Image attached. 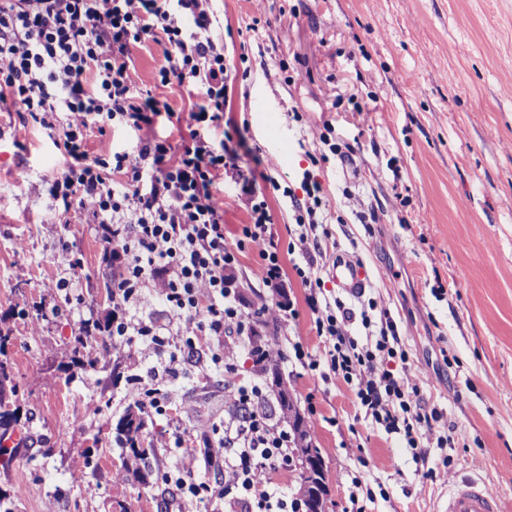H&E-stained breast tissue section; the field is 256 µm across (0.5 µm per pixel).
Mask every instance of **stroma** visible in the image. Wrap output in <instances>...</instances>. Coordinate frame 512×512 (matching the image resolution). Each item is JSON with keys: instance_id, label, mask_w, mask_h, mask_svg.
<instances>
[{"instance_id": "obj_1", "label": "stroma", "mask_w": 512, "mask_h": 512, "mask_svg": "<svg viewBox=\"0 0 512 512\" xmlns=\"http://www.w3.org/2000/svg\"><path fill=\"white\" fill-rule=\"evenodd\" d=\"M224 45L227 105L215 134L237 149L287 250L304 178L321 183L314 274L329 298L336 254L369 268L367 295L395 320L427 408L441 410L447 447L419 466L401 435L360 414L342 380L295 365L291 337L317 353L305 290L281 291L245 251L239 302H292L297 321L255 323L288 379L324 460L328 512H349L352 477L375 491L365 512H434L459 476L512 498V0H209ZM130 75L180 119L193 100L157 86L162 48L135 45ZM64 162L53 137L17 111L0 112V352L12 367L15 420L28 433L0 456V512H199L162 483L192 468L219 479L200 448L176 447L175 427L221 424L229 392L210 360L166 381L169 409L140 436L150 471L128 467L116 426L133 402L129 377L163 360L140 337H105L95 369L76 364L85 320H112V279L94 224L68 225L49 194ZM468 207H460V199ZM81 258V273L70 261ZM67 279L69 293L50 282Z\"/></svg>"}]
</instances>
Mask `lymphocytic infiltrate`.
Returning <instances> with one entry per match:
<instances>
[{
    "instance_id": "f902f5d3",
    "label": "lymphocytic infiltrate",
    "mask_w": 512,
    "mask_h": 512,
    "mask_svg": "<svg viewBox=\"0 0 512 512\" xmlns=\"http://www.w3.org/2000/svg\"><path fill=\"white\" fill-rule=\"evenodd\" d=\"M212 27L208 0H0V107L20 106L33 126L62 131L66 163L50 194L70 223L101 231L114 270L112 333L140 336L167 359L151 382L131 378L128 395L145 413H164V377L206 348L209 337L248 339L256 315L276 314L265 301L252 314L237 303L234 270L250 249L262 261L267 286L280 289L291 269L306 289L304 302L324 348L314 356L294 343L295 360L350 385L365 419L402 435L416 462L426 463V439L441 448L448 443L434 428L443 414L427 409L418 386L393 372L392 363L408 361L395 322L359 317L343 302L328 301L313 275L308 241L318 228L317 210L329 207L323 188H313L312 206L295 214L287 250L294 260L284 264L266 200L238 154L213 135L226 105L227 68ZM146 41L163 48L161 87L197 98L189 138L178 146L156 132L168 104L130 80V47ZM94 124L132 129L135 148L90 154L86 139ZM224 175L232 177L249 216L231 242L213 192ZM153 293L182 320L180 342L153 322H127V313L144 309ZM356 318L364 336L350 329ZM262 399L259 384L234 386L235 413L225 420L223 436H200L207 463L223 468V482H198L186 471L176 480L179 489L199 500H222L228 512H306L304 500L270 487L271 473L294 468V438L261 411Z\"/></svg>"
}]
</instances>
